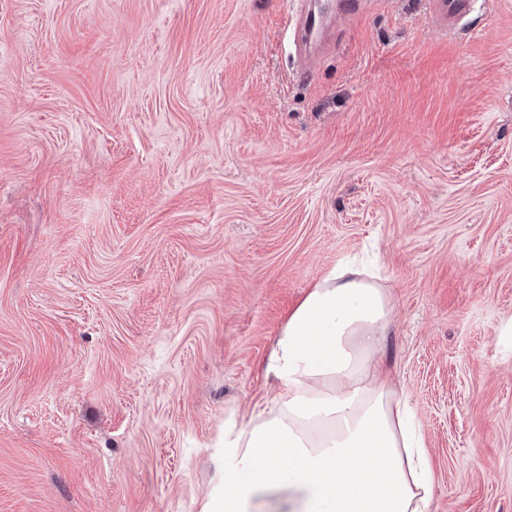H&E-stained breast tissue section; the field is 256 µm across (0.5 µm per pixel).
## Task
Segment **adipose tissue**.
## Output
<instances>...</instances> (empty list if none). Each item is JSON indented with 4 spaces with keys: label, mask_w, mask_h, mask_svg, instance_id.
Returning <instances> with one entry per match:
<instances>
[{
    "label": "adipose tissue",
    "mask_w": 512,
    "mask_h": 512,
    "mask_svg": "<svg viewBox=\"0 0 512 512\" xmlns=\"http://www.w3.org/2000/svg\"><path fill=\"white\" fill-rule=\"evenodd\" d=\"M387 292L346 263L310 288L266 357L273 399L224 422V489L204 512H428L430 456L387 380Z\"/></svg>",
    "instance_id": "adipose-tissue-1"
}]
</instances>
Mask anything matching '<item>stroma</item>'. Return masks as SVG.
<instances>
[{"instance_id":"obj_1","label":"stroma","mask_w":512,"mask_h":512,"mask_svg":"<svg viewBox=\"0 0 512 512\" xmlns=\"http://www.w3.org/2000/svg\"><path fill=\"white\" fill-rule=\"evenodd\" d=\"M0 0V512H202L308 288L370 252L429 512H512V0ZM429 10L436 26L447 33L455 23L467 17L472 8V0H429ZM320 25V18L316 16L311 9V3L308 2V8L300 11L293 20V27L296 36V45H300L305 41V33L309 30H314Z\"/></svg>"}]
</instances>
